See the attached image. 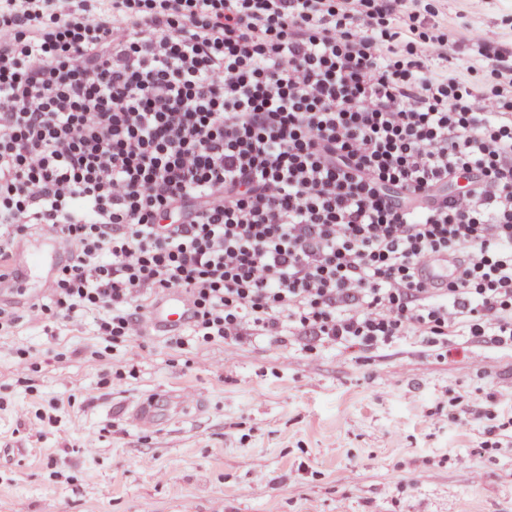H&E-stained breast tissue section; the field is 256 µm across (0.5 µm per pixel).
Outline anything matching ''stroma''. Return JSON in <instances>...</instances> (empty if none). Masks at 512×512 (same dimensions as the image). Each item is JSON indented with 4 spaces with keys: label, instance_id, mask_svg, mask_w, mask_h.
<instances>
[{
    "label": "stroma",
    "instance_id": "35a3bbf8",
    "mask_svg": "<svg viewBox=\"0 0 512 512\" xmlns=\"http://www.w3.org/2000/svg\"><path fill=\"white\" fill-rule=\"evenodd\" d=\"M510 10L448 0L449 42ZM510 390L512 349L462 336L116 345L27 312L0 335V512H512Z\"/></svg>",
    "mask_w": 512,
    "mask_h": 512
}]
</instances>
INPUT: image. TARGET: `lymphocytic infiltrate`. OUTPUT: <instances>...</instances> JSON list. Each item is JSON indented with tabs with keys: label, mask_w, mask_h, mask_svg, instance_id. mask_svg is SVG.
Returning a JSON list of instances; mask_svg holds the SVG:
<instances>
[{
	"label": "lymphocytic infiltrate",
	"mask_w": 512,
	"mask_h": 512,
	"mask_svg": "<svg viewBox=\"0 0 512 512\" xmlns=\"http://www.w3.org/2000/svg\"><path fill=\"white\" fill-rule=\"evenodd\" d=\"M441 14L0 0V283L49 233L69 259L29 310L115 342L179 290L207 342L512 346V41L456 57Z\"/></svg>",
	"instance_id": "1"
}]
</instances>
